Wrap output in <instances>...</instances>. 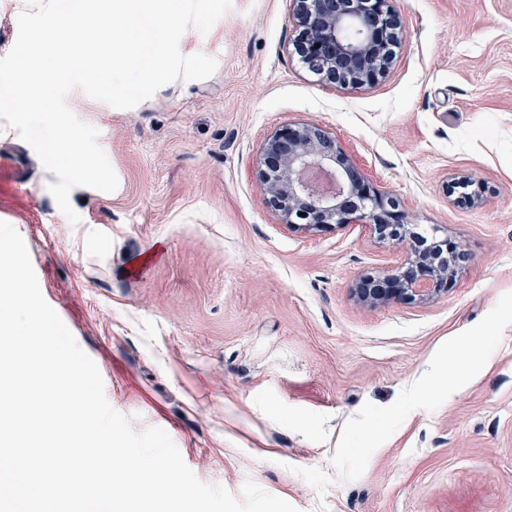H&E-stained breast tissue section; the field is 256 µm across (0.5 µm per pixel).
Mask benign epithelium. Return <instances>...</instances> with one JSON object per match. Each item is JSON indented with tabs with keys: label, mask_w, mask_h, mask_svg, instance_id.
I'll list each match as a JSON object with an SVG mask.
<instances>
[{
	"label": "benign epithelium",
	"mask_w": 512,
	"mask_h": 512,
	"mask_svg": "<svg viewBox=\"0 0 512 512\" xmlns=\"http://www.w3.org/2000/svg\"><path fill=\"white\" fill-rule=\"evenodd\" d=\"M294 3V49L309 72L340 86L372 83L385 73L400 29L389 0ZM258 175L266 203L285 224L310 230L361 222L378 243L406 246L396 271L368 275L354 289L362 306L430 300L454 283L464 254L448 238L409 223L396 199L376 193L321 126H280L263 145Z\"/></svg>",
	"instance_id": "benign-epithelium-1"
}]
</instances>
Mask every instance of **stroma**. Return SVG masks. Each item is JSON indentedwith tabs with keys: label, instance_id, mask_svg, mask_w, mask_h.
<instances>
[{
	"label": "stroma",
	"instance_id": "obj_1",
	"mask_svg": "<svg viewBox=\"0 0 512 512\" xmlns=\"http://www.w3.org/2000/svg\"><path fill=\"white\" fill-rule=\"evenodd\" d=\"M376 83L319 80L294 51L293 0H233L183 55L218 64L130 110L75 89L114 192L54 173L0 119V221L133 429H163L203 482L245 481L298 512H512V0H392ZM332 133L408 222L467 254L424 302L352 290L403 263L367 227L282 224L257 176L284 124ZM471 179L478 206L456 203ZM468 381L447 383L458 352Z\"/></svg>",
	"mask_w": 512,
	"mask_h": 512
}]
</instances>
